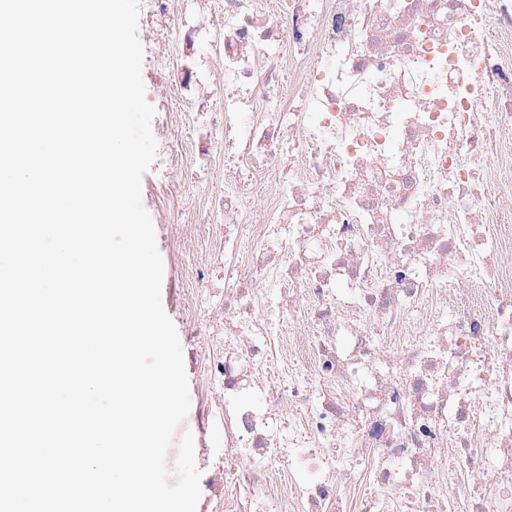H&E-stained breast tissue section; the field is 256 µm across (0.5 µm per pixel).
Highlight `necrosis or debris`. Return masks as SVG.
<instances>
[{"mask_svg": "<svg viewBox=\"0 0 512 512\" xmlns=\"http://www.w3.org/2000/svg\"><path fill=\"white\" fill-rule=\"evenodd\" d=\"M151 5L221 512H512V0Z\"/></svg>", "mask_w": 512, "mask_h": 512, "instance_id": "4bbe7bcc", "label": "necrosis or debris"}]
</instances>
